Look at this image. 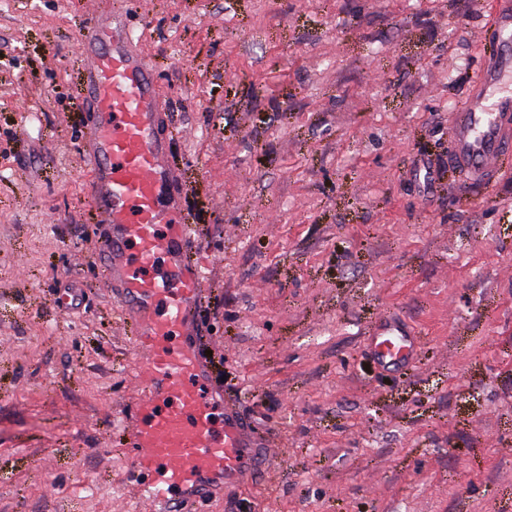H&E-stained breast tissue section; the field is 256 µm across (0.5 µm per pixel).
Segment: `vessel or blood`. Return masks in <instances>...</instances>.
<instances>
[{
	"mask_svg": "<svg viewBox=\"0 0 512 512\" xmlns=\"http://www.w3.org/2000/svg\"><path fill=\"white\" fill-rule=\"evenodd\" d=\"M490 29L489 59L449 126L450 162L476 185L496 182L512 148V0H495ZM79 50L89 115L82 149L104 229L105 285L135 336L130 450L141 480L133 491L146 512H187L267 451L239 409L206 389L211 369L196 344L204 274L181 210V173L167 161L169 112L149 57L118 11L87 27ZM367 342L383 368L409 365L418 349L417 336L390 319Z\"/></svg>",
	"mask_w": 512,
	"mask_h": 512,
	"instance_id": "1",
	"label": "vessel or blood"
}]
</instances>
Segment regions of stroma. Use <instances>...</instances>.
Masks as SVG:
<instances>
[{"label":"stroma","instance_id":"35a3bbf8","mask_svg":"<svg viewBox=\"0 0 512 512\" xmlns=\"http://www.w3.org/2000/svg\"><path fill=\"white\" fill-rule=\"evenodd\" d=\"M161 78L200 330L273 455L207 512H512V154L449 165L491 0H0V512H129L133 330L79 151L78 38ZM394 316L420 348L382 369ZM367 342L383 369L398 365L408 366L414 360L418 349L417 336L392 319H383L369 331Z\"/></svg>","mask_w":512,"mask_h":512}]
</instances>
